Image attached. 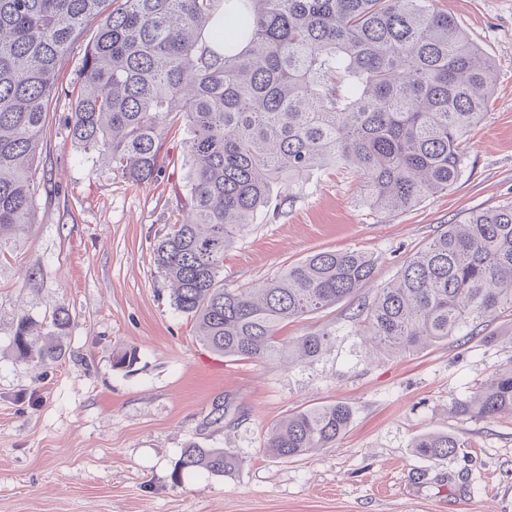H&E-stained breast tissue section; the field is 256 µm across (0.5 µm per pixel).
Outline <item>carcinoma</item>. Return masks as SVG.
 Instances as JSON below:
<instances>
[{
	"mask_svg": "<svg viewBox=\"0 0 512 512\" xmlns=\"http://www.w3.org/2000/svg\"><path fill=\"white\" fill-rule=\"evenodd\" d=\"M96 23L77 81L59 89L71 45ZM493 61L433 0H0V254L34 223L35 163L45 116L69 99L71 141L136 183L163 170L158 143L186 121L189 192L153 243L175 308L209 349L241 360L309 363L334 333L288 340L282 325L349 299L351 332L376 350H423L512 312V201L472 213L417 250L396 277L377 259L320 251L254 288L224 287V253L271 211L277 182L328 167L356 175L377 212H403L448 190L469 133L486 115ZM70 316L12 322L18 358L62 357ZM455 415L512 414V368L455 403ZM352 419L341 401L294 412L265 449L295 459L329 448ZM459 439L418 436L441 459ZM244 465L226 448L182 449L180 471L224 475Z\"/></svg>",
	"mask_w": 512,
	"mask_h": 512,
	"instance_id": "obj_1",
	"label": "carcinoma"
}]
</instances>
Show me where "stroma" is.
Wrapping results in <instances>:
<instances>
[{"mask_svg":"<svg viewBox=\"0 0 512 512\" xmlns=\"http://www.w3.org/2000/svg\"><path fill=\"white\" fill-rule=\"evenodd\" d=\"M496 66L487 115L459 180L401 213L368 207L353 174L327 168L280 184V214L252 225L224 255L226 288H246L319 251L361 250L390 281L425 243L471 213L512 201V0H434ZM68 100L47 114L35 222L0 258V512H512V415H449L512 366V315L476 336L373 355L350 334L356 305L290 321L291 338L332 329L318 361L238 360L202 344L175 309L152 243L187 194L184 124L161 141L164 173L137 184L67 135ZM65 307L70 326L53 363L17 358L12 321ZM135 364L116 369L117 353ZM335 401L353 412L331 448L298 460L266 453L271 427ZM223 404V423L211 410ZM448 432L455 455L416 454L421 434ZM191 442L245 460L224 476H175Z\"/></svg>","mask_w":512,"mask_h":512,"instance_id":"35a3bbf8","label":"stroma"}]
</instances>
